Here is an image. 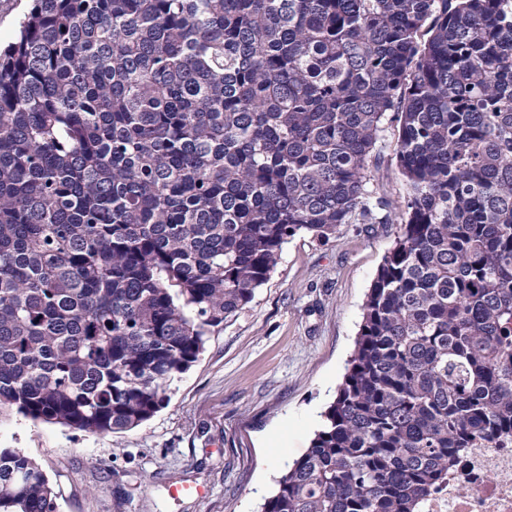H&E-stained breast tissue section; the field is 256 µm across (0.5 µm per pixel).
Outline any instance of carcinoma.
<instances>
[{
    "mask_svg": "<svg viewBox=\"0 0 512 512\" xmlns=\"http://www.w3.org/2000/svg\"><path fill=\"white\" fill-rule=\"evenodd\" d=\"M343 224L400 233L262 512H419L512 438V0H34L0 51V414L140 426L283 245ZM0 512H56L20 448ZM396 130L395 123L389 121L388 117L374 152L379 165L376 181H371L367 186L374 203L377 198H383L396 205L400 203L405 193L404 181L396 162Z\"/></svg>",
    "mask_w": 512,
    "mask_h": 512,
    "instance_id": "carcinoma-1",
    "label": "carcinoma"
}]
</instances>
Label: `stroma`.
<instances>
[{
    "label": "stroma",
    "instance_id": "stroma-1",
    "mask_svg": "<svg viewBox=\"0 0 512 512\" xmlns=\"http://www.w3.org/2000/svg\"><path fill=\"white\" fill-rule=\"evenodd\" d=\"M397 131L376 145L372 198L399 204ZM396 224H344L285 244L253 300L208 335L141 426L90 434L0 414V447L20 448L49 479L57 512H260L278 477L309 448L335 400ZM175 485L204 496L174 495Z\"/></svg>",
    "mask_w": 512,
    "mask_h": 512
}]
</instances>
